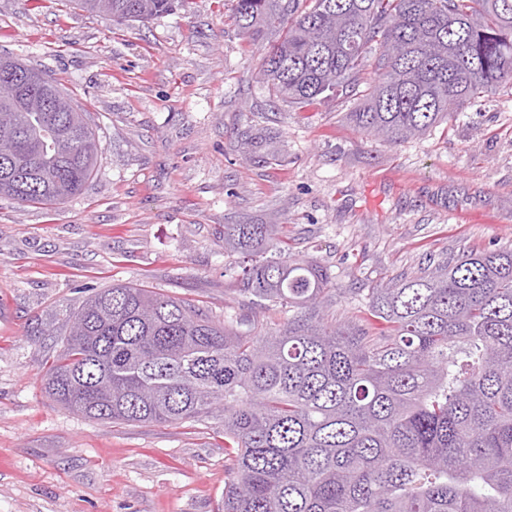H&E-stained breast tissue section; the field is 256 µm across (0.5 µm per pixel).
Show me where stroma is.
<instances>
[{
  "mask_svg": "<svg viewBox=\"0 0 512 512\" xmlns=\"http://www.w3.org/2000/svg\"><path fill=\"white\" fill-rule=\"evenodd\" d=\"M233 0H187L149 23L71 0H0V54L53 75L103 148L82 194L0 199V512H219L224 418L109 424L45 392L47 361L97 289L143 285L214 319L279 315L237 292L228 224H276L327 268L329 313L466 251L512 244V90L399 143L365 136L360 90L298 109L258 71L264 41Z\"/></svg>",
  "mask_w": 512,
  "mask_h": 512,
  "instance_id": "1",
  "label": "stroma"
}]
</instances>
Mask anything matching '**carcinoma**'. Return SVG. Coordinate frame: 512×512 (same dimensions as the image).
Listing matches in <instances>:
<instances>
[{"label":"carcinoma","instance_id":"carcinoma-1","mask_svg":"<svg viewBox=\"0 0 512 512\" xmlns=\"http://www.w3.org/2000/svg\"><path fill=\"white\" fill-rule=\"evenodd\" d=\"M185 0H74L147 22ZM260 79L288 104L352 88L368 136L425 134L512 86V0H236ZM0 197L79 195L101 145L57 80L0 56ZM275 224H226L250 260L239 295L285 314L257 332L133 284L101 288L68 319L44 374L63 408L105 423L224 415V512H512V247L462 253L369 291L384 326L326 318L327 269L277 247Z\"/></svg>","mask_w":512,"mask_h":512}]
</instances>
